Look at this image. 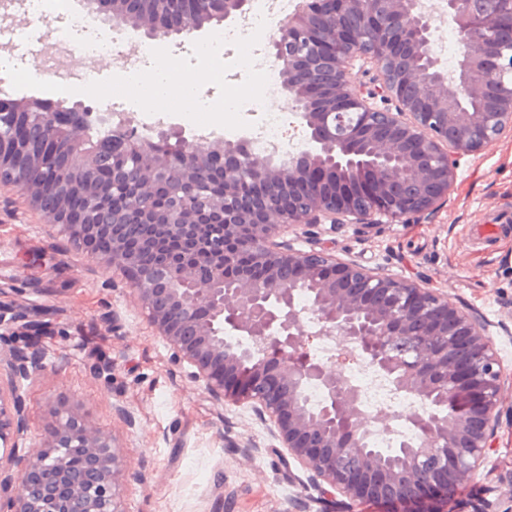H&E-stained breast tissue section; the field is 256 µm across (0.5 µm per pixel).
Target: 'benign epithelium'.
<instances>
[{
  "instance_id": "obj_1",
  "label": "benign epithelium",
  "mask_w": 512,
  "mask_h": 512,
  "mask_svg": "<svg viewBox=\"0 0 512 512\" xmlns=\"http://www.w3.org/2000/svg\"><path fill=\"white\" fill-rule=\"evenodd\" d=\"M94 0L108 21L131 22L144 35H190L203 26L193 11H154L150 0ZM248 0H215L211 18H236ZM465 50L453 71L434 51L435 19L420 0H304L279 22L269 52L279 66L287 102L309 147L280 165L256 158L235 163L249 135L237 142L189 139L159 129L177 150L157 154L128 115L114 136L137 146V188L130 200L142 213L140 245L155 254L143 266L121 225L107 224L91 204L103 186L126 185L112 169L108 183L87 131L105 122L82 108L33 98L17 104L14 126L40 113L43 148L19 134H0V191L26 195L51 224L67 227L73 244L121 272L157 335L196 368L194 377L218 402H251L279 447L312 480L349 505L365 499L402 512H441L438 504L484 463L501 414L502 369L486 325L443 293L422 283L382 276L320 249L293 251L279 238L312 224H358L372 230L436 209L448 197L459 160L512 131V0L476 25L473 0H447ZM376 69L373 86L356 84V63ZM309 88L296 94L298 84ZM205 146H199L200 142ZM224 159V197L198 203L216 159ZM181 177L179 203L154 210L149 195L167 172ZM260 204L237 201L244 175ZM312 292L307 307L296 292ZM333 336L368 359L395 390L424 404L420 413H365L358 387L342 363L308 353L309 336ZM323 390L312 412L304 391ZM5 407L0 390V446L23 421L21 398ZM408 427L414 439L400 450L375 447L379 430ZM83 458L96 483H69ZM112 438L71 412L43 430L41 451L23 462L0 454V505L7 512H119ZM52 474L36 492L33 478Z\"/></svg>"
}]
</instances>
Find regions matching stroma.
<instances>
[{"instance_id":"1","label":"stroma","mask_w":512,"mask_h":512,"mask_svg":"<svg viewBox=\"0 0 512 512\" xmlns=\"http://www.w3.org/2000/svg\"><path fill=\"white\" fill-rule=\"evenodd\" d=\"M0 27L49 38L29 0H0ZM489 222L498 235L474 243L475 225ZM283 240L415 278L487 324L503 366L496 449L448 512L512 505V133L462 157L433 211L369 232L301 226ZM193 372L120 273L70 248L64 228L42 223L26 196L0 203V386L16 387L23 403L15 458L32 459L44 427L70 409L112 438L120 512H327L320 485L277 447L252 403L214 400Z\"/></svg>"}]
</instances>
